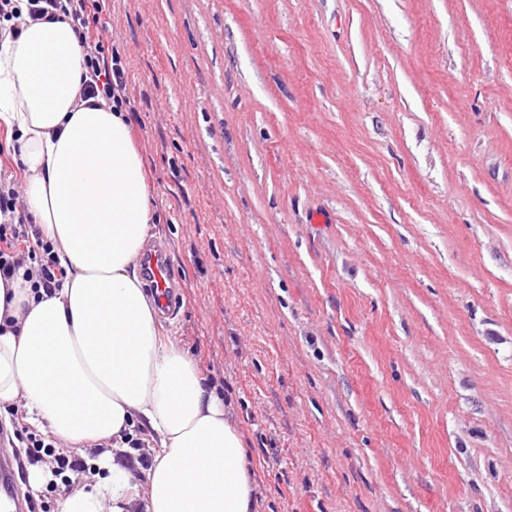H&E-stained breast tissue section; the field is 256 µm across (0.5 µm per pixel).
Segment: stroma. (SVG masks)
Instances as JSON below:
<instances>
[{
	"instance_id": "35a3bbf8",
	"label": "stroma",
	"mask_w": 512,
	"mask_h": 512,
	"mask_svg": "<svg viewBox=\"0 0 512 512\" xmlns=\"http://www.w3.org/2000/svg\"><path fill=\"white\" fill-rule=\"evenodd\" d=\"M91 33L181 284L163 331L260 512H512V0H109Z\"/></svg>"
}]
</instances>
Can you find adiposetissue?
Returning <instances> with one entry per match:
<instances>
[{"instance_id":"obj_1","label":"adipose tissue","mask_w":512,"mask_h":512,"mask_svg":"<svg viewBox=\"0 0 512 512\" xmlns=\"http://www.w3.org/2000/svg\"><path fill=\"white\" fill-rule=\"evenodd\" d=\"M83 49L66 22L0 31V129L28 213L67 275L34 294L0 277V416L65 449H106L56 512H257L241 434L195 360L163 335L137 268L155 220L126 112L81 105ZM150 439L149 465L125 460Z\"/></svg>"}]
</instances>
